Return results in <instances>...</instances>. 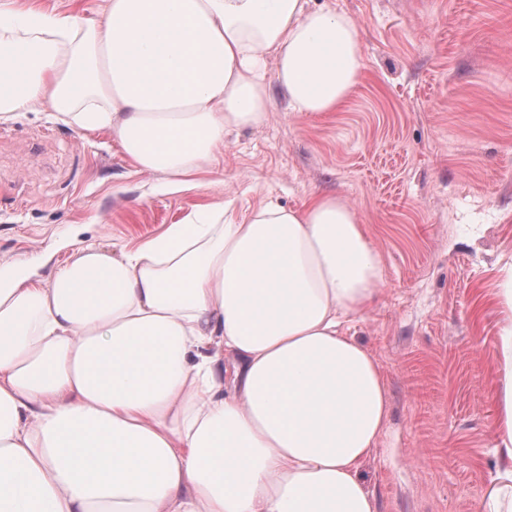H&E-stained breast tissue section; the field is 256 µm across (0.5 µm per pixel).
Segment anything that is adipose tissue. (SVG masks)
I'll return each mask as SVG.
<instances>
[{
    "mask_svg": "<svg viewBox=\"0 0 512 512\" xmlns=\"http://www.w3.org/2000/svg\"><path fill=\"white\" fill-rule=\"evenodd\" d=\"M363 64L355 20L309 0H109L101 17L0 22V122L49 101L176 187L234 130L331 112ZM380 258L320 195L233 219L196 210L130 251L78 248L49 284L0 279V512H377L359 478L390 412L347 333ZM501 321L500 468L512 512V265Z\"/></svg>",
    "mask_w": 512,
    "mask_h": 512,
    "instance_id": "ef3b65f1",
    "label": "adipose tissue"
}]
</instances>
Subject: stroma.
<instances>
[{
  "instance_id": "1",
  "label": "stroma",
  "mask_w": 512,
  "mask_h": 512,
  "mask_svg": "<svg viewBox=\"0 0 512 512\" xmlns=\"http://www.w3.org/2000/svg\"><path fill=\"white\" fill-rule=\"evenodd\" d=\"M352 16L362 74L335 111L301 115L281 96L267 123L230 132L191 189L136 172L111 137L49 105L0 122V274L50 281L74 246L126 251L192 210L317 195L350 205L378 252L377 304L349 324L390 395L360 477L377 512H478L498 466L500 314L512 262V0H311ZM108 0H11L101 15Z\"/></svg>"
}]
</instances>
